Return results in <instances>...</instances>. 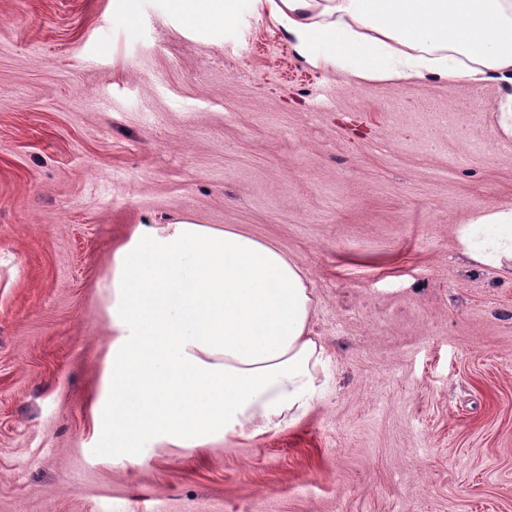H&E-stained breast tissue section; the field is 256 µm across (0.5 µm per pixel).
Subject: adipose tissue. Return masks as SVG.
Listing matches in <instances>:
<instances>
[{
	"label": "adipose tissue",
	"mask_w": 512,
	"mask_h": 512,
	"mask_svg": "<svg viewBox=\"0 0 512 512\" xmlns=\"http://www.w3.org/2000/svg\"><path fill=\"white\" fill-rule=\"evenodd\" d=\"M311 67L358 81L512 86V0H167L204 34L242 2ZM476 265L512 271V207L457 233ZM314 290L276 245L188 218L140 224L112 260L111 356L96 430L113 462L205 448L303 419L326 384Z\"/></svg>",
	"instance_id": "ef3b65f1"
}]
</instances>
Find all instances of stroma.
Returning <instances> with one entry per match:
<instances>
[{
    "mask_svg": "<svg viewBox=\"0 0 512 512\" xmlns=\"http://www.w3.org/2000/svg\"><path fill=\"white\" fill-rule=\"evenodd\" d=\"M0 0V512H512V276L456 231L512 205L508 89L359 82L242 14ZM181 217L274 244L328 385L299 423L113 463L112 255ZM168 11L185 27L214 34L236 24L242 0H166Z\"/></svg>",
    "mask_w": 512,
    "mask_h": 512,
    "instance_id": "1",
    "label": "stroma"
}]
</instances>
